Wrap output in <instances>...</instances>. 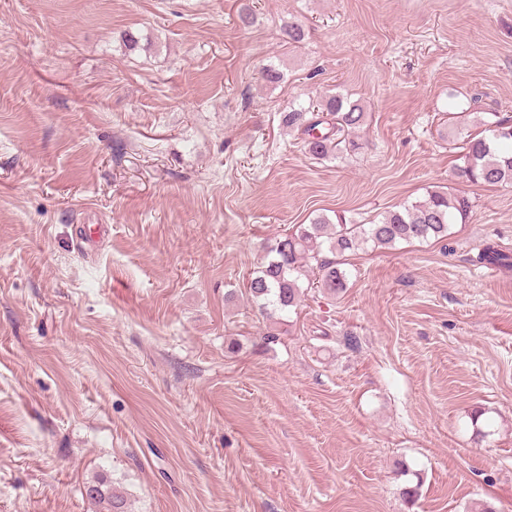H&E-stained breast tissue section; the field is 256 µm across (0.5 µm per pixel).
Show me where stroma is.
I'll return each instance as SVG.
<instances>
[{"mask_svg":"<svg viewBox=\"0 0 512 512\" xmlns=\"http://www.w3.org/2000/svg\"><path fill=\"white\" fill-rule=\"evenodd\" d=\"M335 93L364 147L321 161L279 114ZM488 112L512 0H0V512H95L99 475L129 512H512V267L477 259L512 255V185L454 145ZM437 186L473 203L446 240L247 301L294 225Z\"/></svg>","mask_w":512,"mask_h":512,"instance_id":"35a3bbf8","label":"stroma"}]
</instances>
